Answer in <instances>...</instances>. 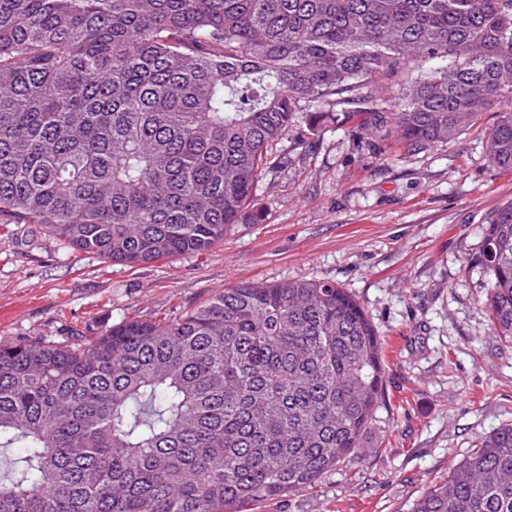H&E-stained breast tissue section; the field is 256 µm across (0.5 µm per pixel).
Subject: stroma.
<instances>
[{"mask_svg": "<svg viewBox=\"0 0 512 512\" xmlns=\"http://www.w3.org/2000/svg\"><path fill=\"white\" fill-rule=\"evenodd\" d=\"M496 112L416 152L355 143L330 126L259 183L257 222L202 254L130 268L67 250L37 224L0 226V343L94 336L123 320L173 319L243 282L332 281L384 347L383 398L360 448L313 489L253 512H411L427 486L512 424V343L494 336L471 259L512 169L485 157Z\"/></svg>", "mask_w": 512, "mask_h": 512, "instance_id": "1", "label": "stroma"}]
</instances>
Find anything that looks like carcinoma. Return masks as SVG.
Masks as SVG:
<instances>
[{
	"instance_id": "1",
	"label": "carcinoma",
	"mask_w": 512,
	"mask_h": 512,
	"mask_svg": "<svg viewBox=\"0 0 512 512\" xmlns=\"http://www.w3.org/2000/svg\"><path fill=\"white\" fill-rule=\"evenodd\" d=\"M491 110L486 157L512 168V0H0V224L131 268L202 253L257 219L290 128V153L359 115L357 147L422 150ZM473 267L512 342V202ZM382 377L375 327L329 281L0 345V448L25 449L0 512H247L360 447ZM412 512H512V425Z\"/></svg>"
}]
</instances>
